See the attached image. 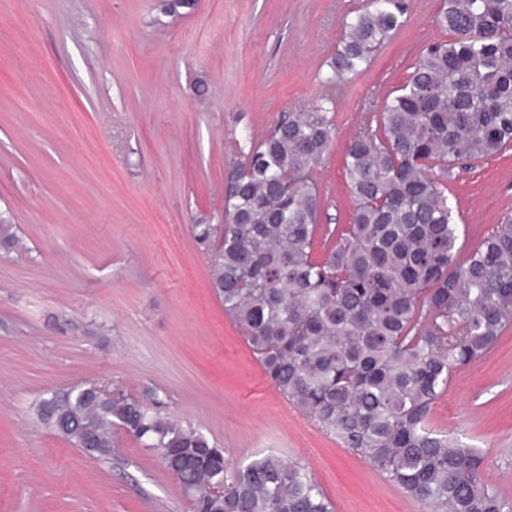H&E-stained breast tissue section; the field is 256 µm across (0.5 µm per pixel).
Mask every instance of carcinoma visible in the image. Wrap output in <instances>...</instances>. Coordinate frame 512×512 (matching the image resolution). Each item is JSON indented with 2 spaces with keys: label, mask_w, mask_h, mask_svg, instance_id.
Here are the masks:
<instances>
[{
  "label": "carcinoma",
  "mask_w": 512,
  "mask_h": 512,
  "mask_svg": "<svg viewBox=\"0 0 512 512\" xmlns=\"http://www.w3.org/2000/svg\"><path fill=\"white\" fill-rule=\"evenodd\" d=\"M405 0L349 12L322 83L360 75L400 26ZM450 34L422 49L385 98L379 130L346 149L351 223L323 231L315 179L335 135L320 99L246 137L223 224H196L224 315L276 390L303 415L432 512H512L483 476L482 452L439 427L453 374L512 328V216L474 248L457 246L453 169L512 150V0H441ZM336 236L316 256L319 237ZM19 243L0 217V249ZM39 420L77 448L122 433L155 449L193 512H333L314 477L274 453L230 467L222 448L119 389L44 397Z\"/></svg>",
  "instance_id": "cac0c4a2"
}]
</instances>
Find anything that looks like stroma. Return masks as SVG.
<instances>
[{"label": "stroma", "instance_id": "obj_1", "mask_svg": "<svg viewBox=\"0 0 512 512\" xmlns=\"http://www.w3.org/2000/svg\"><path fill=\"white\" fill-rule=\"evenodd\" d=\"M363 0H0V512H191L156 450L119 436L96 459L35 404L89 382L203 432L230 465L269 451L307 468L335 512H429L269 382L210 284L197 224L224 221L236 139L329 95L336 137L317 168L321 226L353 202L344 159L422 48L440 0H407L357 78L324 85ZM475 247L512 213V150L456 170ZM436 423L481 448L512 492V329L455 373Z\"/></svg>", "mask_w": 512, "mask_h": 512}]
</instances>
